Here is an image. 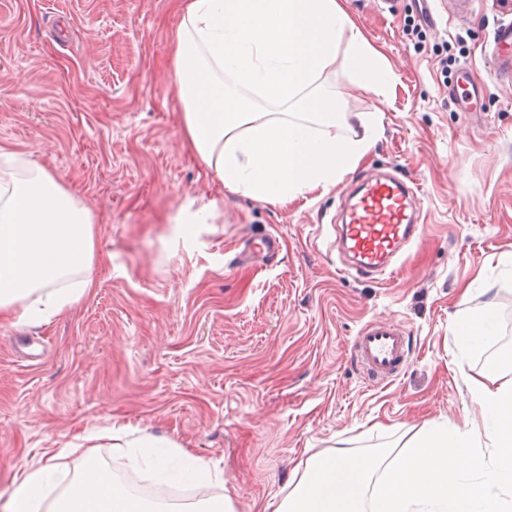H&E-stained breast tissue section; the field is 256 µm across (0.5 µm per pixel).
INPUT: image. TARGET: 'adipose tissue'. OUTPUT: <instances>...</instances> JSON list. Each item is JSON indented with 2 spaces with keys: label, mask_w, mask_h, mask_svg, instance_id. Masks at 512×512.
I'll list each match as a JSON object with an SVG mask.
<instances>
[{
  "label": "adipose tissue",
  "mask_w": 512,
  "mask_h": 512,
  "mask_svg": "<svg viewBox=\"0 0 512 512\" xmlns=\"http://www.w3.org/2000/svg\"><path fill=\"white\" fill-rule=\"evenodd\" d=\"M174 79L185 147L218 183L281 205L329 190L373 148L377 129L341 135L347 115L320 78L342 68L376 94L391 73L340 0H182ZM346 52H339L340 41ZM0 153V319L49 322L95 286V223L54 173H14ZM93 457L72 444L32 458L6 512H41L59 457ZM50 512H153L104 468L73 479Z\"/></svg>",
  "instance_id": "adipose-tissue-1"
}]
</instances>
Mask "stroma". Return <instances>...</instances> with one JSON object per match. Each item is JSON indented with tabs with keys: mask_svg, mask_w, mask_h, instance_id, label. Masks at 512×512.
Segmentation results:
<instances>
[{
	"mask_svg": "<svg viewBox=\"0 0 512 512\" xmlns=\"http://www.w3.org/2000/svg\"><path fill=\"white\" fill-rule=\"evenodd\" d=\"M347 0L386 59L380 101L343 71L321 78L358 133L377 142L328 193L280 206L220 189L187 153L173 76L174 0H0V149L56 174L92 212L97 281L49 322L0 321V503L45 449L127 420L157 440L132 460L97 443V464L150 479L152 458H192L221 479L181 482L190 506L230 496L275 512L307 459L389 445L432 424L468 429L469 388L512 337V0ZM391 172L418 187L424 231L395 272L371 278L333 245L347 191ZM215 203L191 244L173 227L188 203ZM274 259L245 258L253 233ZM496 333L471 348L453 320L486 304ZM373 318L405 329L408 363L388 384L352 353Z\"/></svg>",
	"mask_w": 512,
	"mask_h": 512,
	"instance_id": "stroma-1",
	"label": "stroma"
}]
</instances>
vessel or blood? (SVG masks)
Masks as SVG:
<instances>
[{
    "instance_id": "b4317fda",
    "label": "vessel or blood",
    "mask_w": 512,
    "mask_h": 512,
    "mask_svg": "<svg viewBox=\"0 0 512 512\" xmlns=\"http://www.w3.org/2000/svg\"><path fill=\"white\" fill-rule=\"evenodd\" d=\"M414 196L403 181L388 177L369 182L351 203L339 236L360 271L385 270L407 242L422 236L423 227L414 217ZM352 348L367 377L381 383L395 380L409 356L405 332L380 319L359 329Z\"/></svg>"
}]
</instances>
